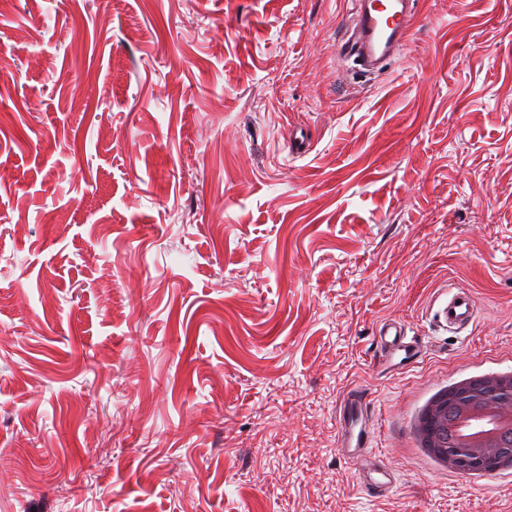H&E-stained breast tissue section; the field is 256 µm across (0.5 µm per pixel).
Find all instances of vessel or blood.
<instances>
[{
	"label": "vessel or blood",
	"mask_w": 512,
	"mask_h": 512,
	"mask_svg": "<svg viewBox=\"0 0 512 512\" xmlns=\"http://www.w3.org/2000/svg\"><path fill=\"white\" fill-rule=\"evenodd\" d=\"M355 12L349 22L341 52L356 57L375 68L391 62L406 50L419 20L418 0H354ZM450 330L462 332L475 318L470 295L452 292L442 311ZM377 344L388 358L408 361L416 354L404 326L396 321L383 323L377 331ZM342 445L350 456L359 477H370L372 483L391 486L384 473L373 472L364 452L371 445L369 412L364 399H344L339 407Z\"/></svg>",
	"instance_id": "vessel-or-blood-1"
}]
</instances>
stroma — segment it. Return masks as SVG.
<instances>
[{"mask_svg":"<svg viewBox=\"0 0 512 512\" xmlns=\"http://www.w3.org/2000/svg\"><path fill=\"white\" fill-rule=\"evenodd\" d=\"M351 8L0 0V512H512L414 433L512 372V0H420L377 76ZM442 314L448 323V329L461 333L475 318V306L471 296L450 291ZM415 341L408 338L407 331L404 326L397 322H385L377 331V345L392 361L394 358L399 359V363L408 361L416 355ZM338 415L342 429V447L356 448L349 459L357 465L360 483L366 485L364 478L368 475L372 484L390 487L393 481L384 473L372 469L365 459L366 448H371L369 412L365 400L361 397L344 399Z\"/></svg>","mask_w":512,"mask_h":512,"instance_id":"1","label":"stroma"}]
</instances>
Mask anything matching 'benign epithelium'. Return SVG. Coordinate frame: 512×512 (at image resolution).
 <instances>
[{"label":"benign epithelium","instance_id":"1","mask_svg":"<svg viewBox=\"0 0 512 512\" xmlns=\"http://www.w3.org/2000/svg\"><path fill=\"white\" fill-rule=\"evenodd\" d=\"M422 419L425 425L415 429L418 442L434 452L442 466L465 473L512 470V445H504L503 439V433H512V372L455 384L448 399L428 401ZM477 420L486 422V427L454 434V428ZM445 427L454 439L446 449L437 443V434Z\"/></svg>","mask_w":512,"mask_h":512}]
</instances>
